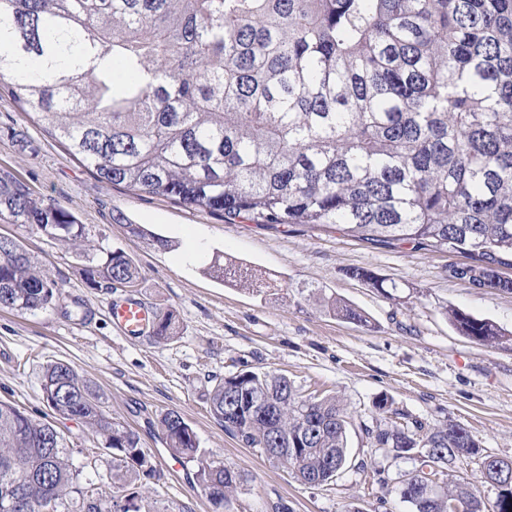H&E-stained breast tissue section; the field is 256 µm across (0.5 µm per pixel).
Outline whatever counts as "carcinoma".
I'll return each mask as SVG.
<instances>
[{
    "label": "carcinoma",
    "instance_id": "carcinoma-1",
    "mask_svg": "<svg viewBox=\"0 0 512 512\" xmlns=\"http://www.w3.org/2000/svg\"><path fill=\"white\" fill-rule=\"evenodd\" d=\"M0 96L94 175L163 195L226 224L249 220L334 229L370 244L459 252L472 264L512 268V0H0ZM75 250L85 226L0 173V216ZM0 245V309L36 314L61 287L23 243ZM211 277L265 288L242 264L216 256ZM138 270L106 251L86 280L134 286ZM334 315L365 324L336 300ZM459 335L485 346L512 340L460 309ZM171 312L153 333L175 334ZM43 400L114 451L112 490L83 477L57 425L0 401V506L24 490L29 512H102L123 481L154 473L138 434L112 420L105 397L63 362L47 364ZM210 411L242 445L288 466L303 484L336 480L349 461L352 416L334 395L303 394L258 369L215 385ZM170 452L190 461L199 444L175 412L161 420ZM413 467L439 475L416 498L380 481L411 512H512V484L485 502L451 471L496 462L464 424L419 421L366 429ZM210 501L229 505L240 475L202 463Z\"/></svg>",
    "mask_w": 512,
    "mask_h": 512
}]
</instances>
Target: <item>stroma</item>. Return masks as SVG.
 I'll list each match as a JSON object with an SVG mask.
<instances>
[{
  "instance_id": "obj_1",
  "label": "stroma",
  "mask_w": 512,
  "mask_h": 512,
  "mask_svg": "<svg viewBox=\"0 0 512 512\" xmlns=\"http://www.w3.org/2000/svg\"><path fill=\"white\" fill-rule=\"evenodd\" d=\"M26 128L19 147L12 129ZM11 173L45 202L84 224L83 251L44 234L20 232L0 219V235L20 236L38 267L61 285L55 307L34 315L0 309V400L34 418L50 417L42 399L48 363L71 365L106 397L114 421L132 428L156 468L134 489L146 512H215L195 473L199 462H220L241 475L231 512H411L389 497L379 505V478L396 484L409 460L372 444L366 428L383 419V397L407 419L430 427L467 425L489 454L512 458V342L483 346L460 336L448 319L461 309L512 332V294L477 288L450 277L458 253L409 245L376 247L332 229L291 224L263 229L248 221L224 223L161 195L134 192L93 175L41 128L25 125L16 104L0 99V172ZM122 213L124 222L112 219ZM139 224L148 237L132 235ZM170 241L162 249L153 236ZM123 251L140 277L132 288L90 285L85 271L100 249ZM223 255L275 280L272 288L231 286L205 273ZM365 267L398 283L385 295L353 278ZM354 305L361 325L326 311L324 297ZM137 297L154 312H173L176 336L130 339L112 328V300ZM80 308L81 317H65ZM264 369L286 376L303 392L336 395L353 413L352 462L327 486L299 482L261 449L240 444L210 412V394L222 378ZM171 411L191 425L198 461L172 455L160 421ZM75 465L107 481L112 453L84 425L58 423Z\"/></svg>"
}]
</instances>
